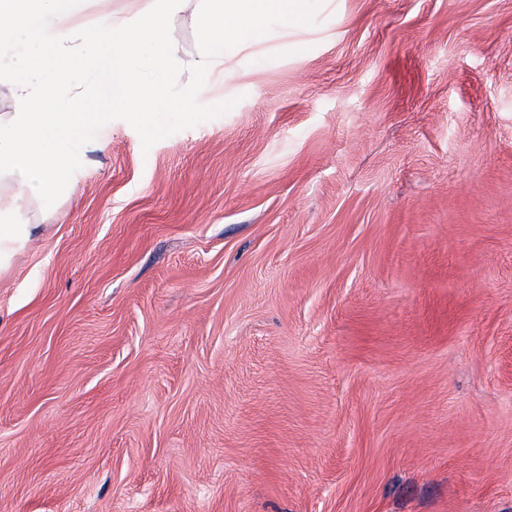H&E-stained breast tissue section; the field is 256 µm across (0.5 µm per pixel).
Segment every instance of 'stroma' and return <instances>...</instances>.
<instances>
[{
	"mask_svg": "<svg viewBox=\"0 0 512 512\" xmlns=\"http://www.w3.org/2000/svg\"><path fill=\"white\" fill-rule=\"evenodd\" d=\"M231 98L29 201L0 512H512V0H320L225 52Z\"/></svg>",
	"mask_w": 512,
	"mask_h": 512,
	"instance_id": "1",
	"label": "stroma"
}]
</instances>
